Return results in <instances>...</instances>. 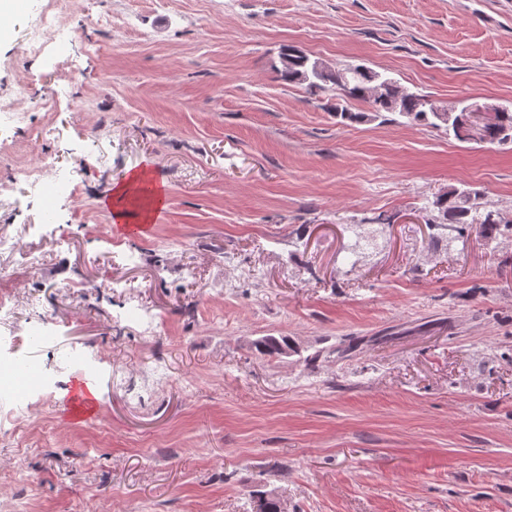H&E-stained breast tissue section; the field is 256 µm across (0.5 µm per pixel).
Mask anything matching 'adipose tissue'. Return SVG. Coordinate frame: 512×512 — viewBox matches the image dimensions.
I'll list each match as a JSON object with an SVG mask.
<instances>
[{"instance_id": "ef3b65f1", "label": "adipose tissue", "mask_w": 512, "mask_h": 512, "mask_svg": "<svg viewBox=\"0 0 512 512\" xmlns=\"http://www.w3.org/2000/svg\"><path fill=\"white\" fill-rule=\"evenodd\" d=\"M164 201V191L152 184L147 171L133 172L112 190L113 221L124 224L134 217L140 223H149L156 207Z\"/></svg>"}]
</instances>
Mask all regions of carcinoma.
Segmentation results:
<instances>
[{"label": "carcinoma", "mask_w": 512, "mask_h": 512, "mask_svg": "<svg viewBox=\"0 0 512 512\" xmlns=\"http://www.w3.org/2000/svg\"><path fill=\"white\" fill-rule=\"evenodd\" d=\"M281 79L290 83L307 82L312 87L319 83L330 82L340 91L341 96L347 100H356L367 104L371 115L364 112H352L346 107L336 108V116L341 122L358 123L364 120L386 118V114H397L412 123H422L439 127L445 126L458 140L468 139L464 126V113L453 112L448 123H443L437 113L430 110L427 99L418 94L408 93L399 95L395 90L396 82L384 78L381 74L365 69L360 72L350 67L336 72H316L313 70L310 58L301 51L294 52L286 65L276 68ZM380 85L382 91L377 95L369 93L374 85ZM481 142L490 144H512V110L499 113L495 125L485 129ZM483 191L474 188H453L448 191L446 199H438L435 206L442 213L443 222L440 226L448 228V245L464 238L467 229L477 224L479 234L493 240L505 233H512V224L502 222L497 213L488 210L482 203ZM257 352L269 357H278L285 354L290 348L286 336H264L253 342Z\"/></svg>", "instance_id": "1"}]
</instances>
